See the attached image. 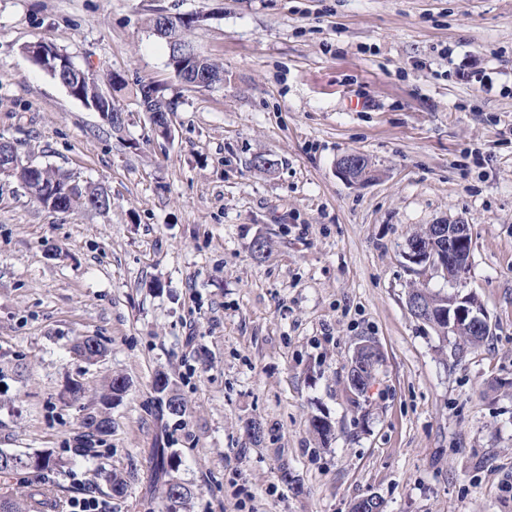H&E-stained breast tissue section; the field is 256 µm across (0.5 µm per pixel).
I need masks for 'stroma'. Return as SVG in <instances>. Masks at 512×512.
<instances>
[{"instance_id":"1","label":"stroma","mask_w":512,"mask_h":512,"mask_svg":"<svg viewBox=\"0 0 512 512\" xmlns=\"http://www.w3.org/2000/svg\"><path fill=\"white\" fill-rule=\"evenodd\" d=\"M160 9L202 15L189 39L223 86L175 77L146 26ZM39 39L124 76V129L23 53ZM143 81L174 104L168 138L138 104ZM0 137L112 196L106 212H53L0 178V449L57 461L0 495L159 512L174 479L189 512H348L369 494L385 512H512V0H0ZM352 151L370 182L337 174ZM458 220L473 238L460 283L405 259L414 232ZM414 286L475 295L491 335L452 356L407 308ZM84 336L103 358L74 352ZM362 336L383 361L354 403ZM117 375L130 386L111 429L79 456ZM161 450L174 471L155 467ZM68 512H112V503L90 494L74 497L68 504Z\"/></svg>"}]
</instances>
